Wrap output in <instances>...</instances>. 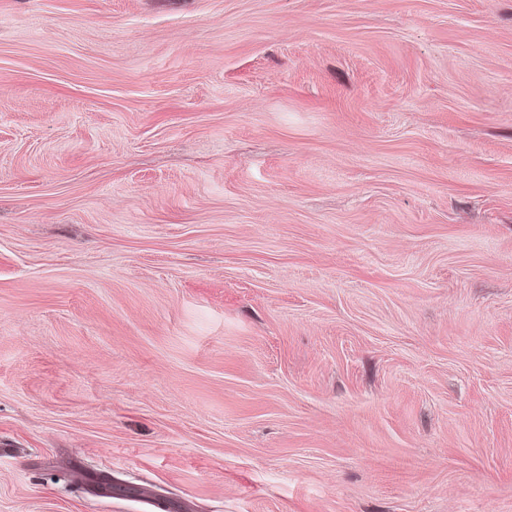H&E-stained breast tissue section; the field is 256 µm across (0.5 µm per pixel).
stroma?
Wrapping results in <instances>:
<instances>
[{
    "label": "stroma",
    "mask_w": 512,
    "mask_h": 512,
    "mask_svg": "<svg viewBox=\"0 0 512 512\" xmlns=\"http://www.w3.org/2000/svg\"><path fill=\"white\" fill-rule=\"evenodd\" d=\"M512 512V0H0V512Z\"/></svg>",
    "instance_id": "obj_1"
}]
</instances>
